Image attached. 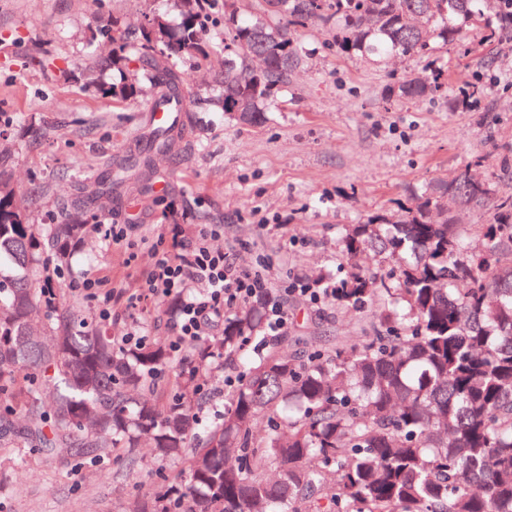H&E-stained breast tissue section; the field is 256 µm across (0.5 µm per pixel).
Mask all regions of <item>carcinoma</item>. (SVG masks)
Listing matches in <instances>:
<instances>
[{"mask_svg": "<svg viewBox=\"0 0 512 512\" xmlns=\"http://www.w3.org/2000/svg\"><path fill=\"white\" fill-rule=\"evenodd\" d=\"M224 0V118L242 126L265 119L304 46L292 27L336 23L343 55L427 56L467 30L512 41V0H264L242 15ZM180 23L144 17L136 53L154 65L198 49L200 0H180ZM107 96L148 93L128 78L92 82ZM444 74L405 79L388 96L417 101L439 92ZM180 117L150 131L167 150ZM466 169L456 184L461 205H487L484 248L472 252L459 227L431 198L398 220L374 215L346 231L354 259L372 252L388 267L374 288L370 267L351 263L322 290L339 308L374 296L386 300L383 329L350 345L297 358L265 336L270 297L261 295L224 318L218 349L240 359L224 413L194 448L196 409L206 400L200 364L177 359L170 345L122 347L110 327L58 306L51 273L71 266L88 222L29 223L19 192L0 178V448H68L80 461L103 456L141 465L132 434L147 433L155 457L190 456L188 471L134 501L133 512H512V193ZM46 311L43 328L33 312ZM265 346L244 357L253 341ZM266 421L253 437L251 423Z\"/></svg>", "mask_w": 512, "mask_h": 512, "instance_id": "carcinoma-1", "label": "carcinoma"}]
</instances>
